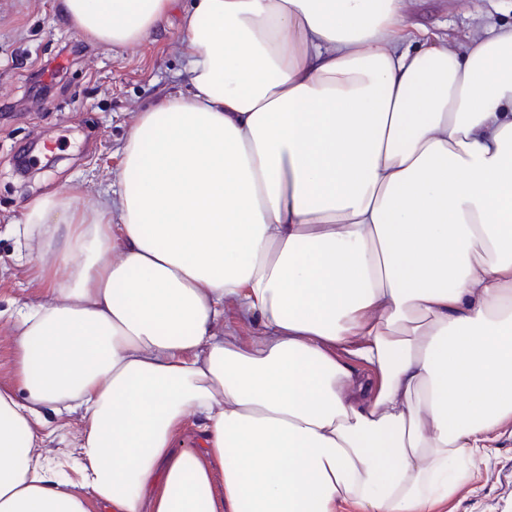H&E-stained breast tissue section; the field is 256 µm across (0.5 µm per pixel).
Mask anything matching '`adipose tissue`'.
<instances>
[{"label": "adipose tissue", "instance_id": "ef3b65f1", "mask_svg": "<svg viewBox=\"0 0 512 512\" xmlns=\"http://www.w3.org/2000/svg\"><path fill=\"white\" fill-rule=\"evenodd\" d=\"M58 10L117 48L179 13L189 92L139 114L111 191L7 226L52 299L9 316L0 512H88L49 412L80 413L106 512L447 502L512 421V28L454 51L406 45L402 0Z\"/></svg>", "mask_w": 512, "mask_h": 512}]
</instances>
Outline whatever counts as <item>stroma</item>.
Masks as SVG:
<instances>
[{
    "mask_svg": "<svg viewBox=\"0 0 512 512\" xmlns=\"http://www.w3.org/2000/svg\"><path fill=\"white\" fill-rule=\"evenodd\" d=\"M412 45L438 39L457 48L485 26H512V0H403ZM59 73L45 96L31 98V74ZM176 18L137 45L115 49L68 27L57 0H0V387L20 390L13 338L5 318L44 300V282L17 264L6 224L49 189L82 185L105 192L117 179L120 148L139 113L186 90ZM79 415L42 428V454L65 462L76 451ZM438 512H512V424L501 427L471 486Z\"/></svg>",
    "mask_w": 512,
    "mask_h": 512,
    "instance_id": "obj_1",
    "label": "stroma"
}]
</instances>
